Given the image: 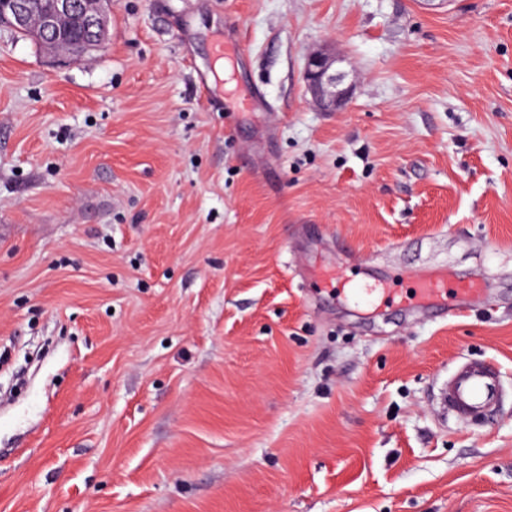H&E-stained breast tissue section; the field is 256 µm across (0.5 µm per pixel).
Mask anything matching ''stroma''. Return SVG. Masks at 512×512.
<instances>
[{"instance_id":"stroma-1","label":"stroma","mask_w":512,"mask_h":512,"mask_svg":"<svg viewBox=\"0 0 512 512\" xmlns=\"http://www.w3.org/2000/svg\"><path fill=\"white\" fill-rule=\"evenodd\" d=\"M442 266L487 303L315 277ZM466 359L505 399L458 424ZM0 512H512V0H112L77 64L0 27ZM339 61L336 52L318 50L308 57L302 74L310 102L323 112H337L348 103L352 95V84H346L347 75L336 69ZM347 283L342 284L336 288V296L340 299L348 300L349 297H356L362 295L368 299L375 308L380 307L381 304L375 305L382 301V297L386 292V288H377L375 286L364 284L362 288H346Z\"/></svg>"}]
</instances>
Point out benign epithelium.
Here are the masks:
<instances>
[{"label":"benign epithelium","mask_w":512,"mask_h":512,"mask_svg":"<svg viewBox=\"0 0 512 512\" xmlns=\"http://www.w3.org/2000/svg\"><path fill=\"white\" fill-rule=\"evenodd\" d=\"M33 0H0V25L15 30H30L43 39L44 47L59 60L70 63L75 55L69 46L48 38V33L66 20L78 19L94 32L92 45L101 44L108 35L112 0H53L51 9L40 16H33ZM339 56L329 49L312 53L302 74L305 91L310 102L323 112L342 109L352 95V85L346 83L347 75L336 69Z\"/></svg>","instance_id":"7a95c632"}]
</instances>
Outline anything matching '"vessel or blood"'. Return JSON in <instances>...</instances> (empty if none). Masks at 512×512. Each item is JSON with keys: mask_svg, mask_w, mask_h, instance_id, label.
<instances>
[{"mask_svg": "<svg viewBox=\"0 0 512 512\" xmlns=\"http://www.w3.org/2000/svg\"><path fill=\"white\" fill-rule=\"evenodd\" d=\"M479 280L448 286L447 269H429L416 276V288L409 303L425 310L447 307L448 303L463 305L465 300L485 296ZM502 399L500 378L491 364L465 362L449 376L438 400L449 418L458 422L492 417Z\"/></svg>", "mask_w": 512, "mask_h": 512, "instance_id": "1", "label": "vessel or blood"}]
</instances>
